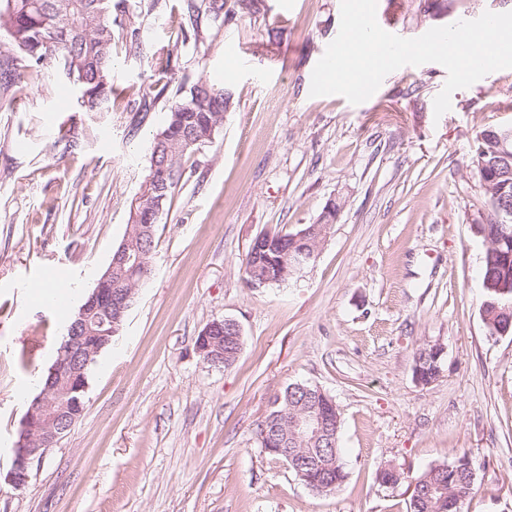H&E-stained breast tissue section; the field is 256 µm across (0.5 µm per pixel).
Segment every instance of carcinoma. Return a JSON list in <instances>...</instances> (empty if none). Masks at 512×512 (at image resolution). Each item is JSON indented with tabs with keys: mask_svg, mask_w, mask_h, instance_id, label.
<instances>
[{
	"mask_svg": "<svg viewBox=\"0 0 512 512\" xmlns=\"http://www.w3.org/2000/svg\"><path fill=\"white\" fill-rule=\"evenodd\" d=\"M119 0H0V34L6 36L15 54L0 63V86L8 88L29 72L48 67L75 84L81 91L79 106L83 112L112 111V8ZM182 15L192 27L195 38L204 37L202 17L217 21L224 18V0H183ZM224 90L200 79L189 94L175 101L168 118L152 142L148 174L142 191L136 198L135 215L130 217L131 231L125 248L131 260L112 270V286L128 288L138 279L134 263L149 269L154 244L155 225L182 178L179 160L212 143L224 120ZM491 128L477 136L471 157V167L489 197L486 223L476 228V236L486 245L481 267L484 298L482 312L486 326L495 335L503 323L512 317V264L501 262L500 252H512V216L502 220L495 196L502 193L512 198V183L504 187L490 182L492 175ZM296 233H264L270 243L269 259L255 264L246 259L249 280L264 278L267 285L285 281L282 271L288 268L289 253L297 248ZM291 400H282L275 411L289 415L309 403H323L317 386L306 383L308 391L292 384ZM321 454L335 455L330 483L312 472L302 479L311 490L330 494L339 489L347 478L341 462L342 448L325 440L319 444ZM480 464L468 453L450 463L433 465L413 478L416 483L442 484L448 497L464 501L474 490ZM409 512H448V504L438 497L410 499Z\"/></svg>",
	"mask_w": 512,
	"mask_h": 512,
	"instance_id": "cac0c4a2",
	"label": "carcinoma"
}]
</instances>
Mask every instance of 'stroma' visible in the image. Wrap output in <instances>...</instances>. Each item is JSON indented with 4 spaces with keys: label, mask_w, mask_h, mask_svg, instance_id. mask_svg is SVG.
I'll return each instance as SVG.
<instances>
[{
    "label": "stroma",
    "mask_w": 512,
    "mask_h": 512,
    "mask_svg": "<svg viewBox=\"0 0 512 512\" xmlns=\"http://www.w3.org/2000/svg\"><path fill=\"white\" fill-rule=\"evenodd\" d=\"M512 11V0H378L400 37ZM340 27V0H225L214 41L196 40L181 0H124L112 12L111 111L84 112L65 78L0 89V512H407L417 475L468 453L482 466L463 512H512V335L481 310L489 211L470 166L477 134L512 125V69L455 91L437 63L388 74L367 101L310 94ZM227 108L155 226L151 273L93 366L85 410L16 489L3 475L68 319L35 296L65 272L77 311L124 238L169 106L197 78ZM336 219L319 255L285 282L252 287L245 262L265 232ZM236 321L228 368L195 348ZM436 381L414 376L427 342ZM341 413L347 473L315 493L257 440L292 383Z\"/></svg>",
    "instance_id": "35a3bbf8"
}]
</instances>
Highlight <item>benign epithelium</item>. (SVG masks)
Returning <instances> with one entry per match:
<instances>
[{"label":"benign epithelium","instance_id":"7a95c632","mask_svg":"<svg viewBox=\"0 0 512 512\" xmlns=\"http://www.w3.org/2000/svg\"><path fill=\"white\" fill-rule=\"evenodd\" d=\"M126 261V254L118 251L111 258L109 270L97 286L83 300L75 320L67 329L64 349L51 369V377L32 401L22 419L15 442L12 466L5 480L16 489L25 487L31 477L33 465L45 457L66 435L65 426L68 403L66 395L74 391L79 376L113 335L117 320L131 307L135 288L112 287V267ZM220 327L215 321L208 324L198 336L196 351L206 361L216 363L223 358V351L216 345L213 333ZM327 430V421L321 413L300 412L289 421V432L298 442L314 443ZM297 465L314 466L322 474L331 472L330 462L323 456L306 458L293 454Z\"/></svg>","mask_w":512,"mask_h":512}]
</instances>
